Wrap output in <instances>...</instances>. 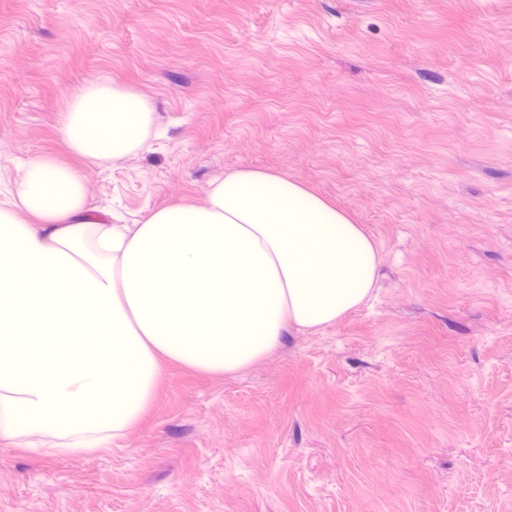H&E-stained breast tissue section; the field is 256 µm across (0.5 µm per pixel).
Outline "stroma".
Returning a JSON list of instances; mask_svg holds the SVG:
<instances>
[{
    "instance_id": "35a3bbf8",
    "label": "stroma",
    "mask_w": 512,
    "mask_h": 512,
    "mask_svg": "<svg viewBox=\"0 0 512 512\" xmlns=\"http://www.w3.org/2000/svg\"><path fill=\"white\" fill-rule=\"evenodd\" d=\"M105 81L151 123L88 167L57 125ZM42 153L116 224L276 174L381 262L250 368L163 363L109 449L0 443V512H512V0H0V205Z\"/></svg>"
}]
</instances>
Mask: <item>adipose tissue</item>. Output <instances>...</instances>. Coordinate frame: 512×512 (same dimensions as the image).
<instances>
[{"mask_svg": "<svg viewBox=\"0 0 512 512\" xmlns=\"http://www.w3.org/2000/svg\"><path fill=\"white\" fill-rule=\"evenodd\" d=\"M148 119L138 93L105 83L77 91L57 131L100 165L132 151ZM379 265L361 225L282 176L228 171L200 203L109 224L91 214L81 170L33 156L0 210V440L50 453L108 447L151 406L162 360L244 370L290 328L358 307ZM35 321L46 336L111 337L112 351L69 359L48 347L26 364L14 339Z\"/></svg>", "mask_w": 512, "mask_h": 512, "instance_id": "obj_1", "label": "adipose tissue"}]
</instances>
